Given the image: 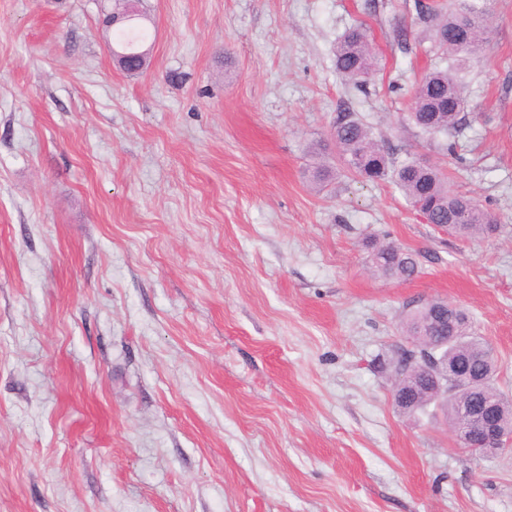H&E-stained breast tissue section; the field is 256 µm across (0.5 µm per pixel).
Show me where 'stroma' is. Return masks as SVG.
I'll return each instance as SVG.
<instances>
[{
  "label": "stroma",
  "instance_id": "obj_1",
  "mask_svg": "<svg viewBox=\"0 0 512 512\" xmlns=\"http://www.w3.org/2000/svg\"><path fill=\"white\" fill-rule=\"evenodd\" d=\"M415 0H143L130 75L109 0H0V512H512V454L392 400L406 314L467 309L512 397V0L470 67L468 127L408 125L438 59ZM361 25L379 69L337 76ZM353 112L501 230H438L337 171ZM422 272L369 269L374 242Z\"/></svg>",
  "mask_w": 512,
  "mask_h": 512
}]
</instances>
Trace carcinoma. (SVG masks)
Masks as SVG:
<instances>
[{
    "mask_svg": "<svg viewBox=\"0 0 512 512\" xmlns=\"http://www.w3.org/2000/svg\"><path fill=\"white\" fill-rule=\"evenodd\" d=\"M419 21L432 32L434 48L448 60L444 69L426 74L413 94L407 120L423 134L452 137L467 125L463 86L458 73L469 60L477 57L487 27L486 6L476 0H461L456 7L416 4ZM147 41L140 25L124 26L116 32L119 52H139ZM336 72L357 89L367 88L378 70L374 48L360 25L349 28L336 42ZM339 158L347 170L369 181L392 179L412 206H421L435 225L468 239H485L496 234L498 225L491 214L474 198L448 189L442 170L414 158L395 162L373 138L369 128L353 112H342L333 127ZM369 262L381 277L409 280L418 272V254L391 242L373 247ZM448 300L432 298L409 311L403 331L417 337L410 348L396 351L393 370V400L405 414L424 411L436 401L439 387L448 389L443 407L454 425L463 423L462 408L480 389L500 401L502 428L512 432V399L496 387L497 360L489 343L473 331L472 321L459 309L453 324L460 338L440 349L420 337L425 329L440 336L448 327ZM467 358L472 380L452 383L443 377L449 366Z\"/></svg>",
    "mask_w": 512,
    "mask_h": 512,
    "instance_id": "1",
    "label": "carcinoma"
}]
</instances>
